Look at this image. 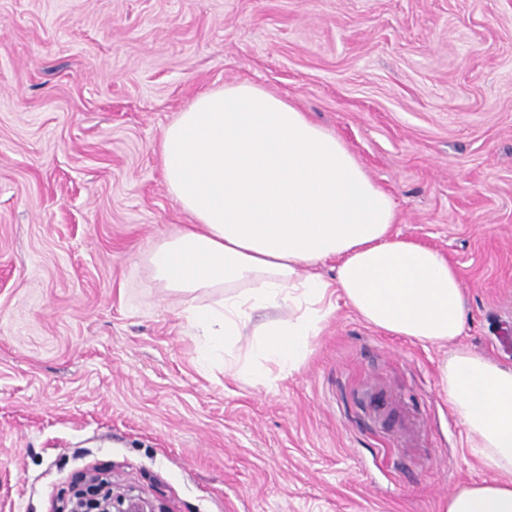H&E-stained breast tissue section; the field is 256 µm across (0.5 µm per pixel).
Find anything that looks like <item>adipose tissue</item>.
Instances as JSON below:
<instances>
[{
    "label": "adipose tissue",
    "mask_w": 512,
    "mask_h": 512,
    "mask_svg": "<svg viewBox=\"0 0 512 512\" xmlns=\"http://www.w3.org/2000/svg\"><path fill=\"white\" fill-rule=\"evenodd\" d=\"M168 193L192 218L143 254L162 287L211 289L187 309L200 360L261 383L311 353L342 294L378 329L431 343L465 328L464 286L437 250L393 232L395 205L347 146L247 83L210 90L164 129ZM335 260L325 279L318 266ZM488 479L459 485L444 512H512V367L454 349L441 373Z\"/></svg>",
    "instance_id": "adipose-tissue-1"
}]
</instances>
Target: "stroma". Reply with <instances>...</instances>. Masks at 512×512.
I'll return each mask as SVG.
<instances>
[{"mask_svg": "<svg viewBox=\"0 0 512 512\" xmlns=\"http://www.w3.org/2000/svg\"><path fill=\"white\" fill-rule=\"evenodd\" d=\"M232 83L336 133L457 268L456 344L340 298L268 384L199 365L214 293L142 254L190 221L163 130ZM457 344L512 365V0H0V512L92 466L172 512H443L488 476L440 385Z\"/></svg>", "mask_w": 512, "mask_h": 512, "instance_id": "stroma-1", "label": "stroma"}]
</instances>
